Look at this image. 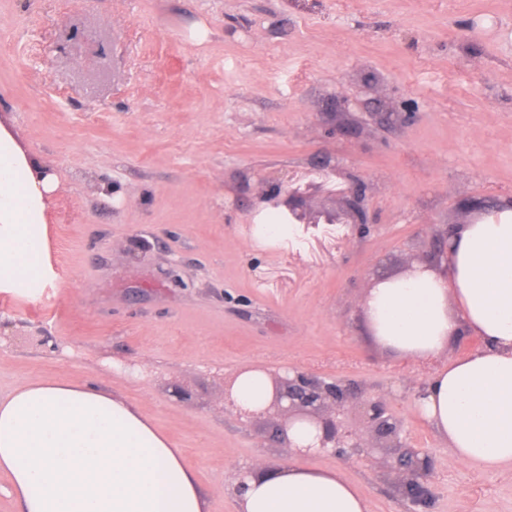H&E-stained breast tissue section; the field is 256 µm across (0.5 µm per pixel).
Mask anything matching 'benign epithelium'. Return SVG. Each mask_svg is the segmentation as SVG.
<instances>
[{
	"instance_id": "7a95c632",
	"label": "benign epithelium",
	"mask_w": 512,
	"mask_h": 512,
	"mask_svg": "<svg viewBox=\"0 0 512 512\" xmlns=\"http://www.w3.org/2000/svg\"><path fill=\"white\" fill-rule=\"evenodd\" d=\"M363 198L352 194L344 199V212L352 224L363 223ZM357 401L363 409L370 438L342 428L338 416ZM282 417L272 438L292 447L287 428L296 419H308L321 431L317 454L331 453L345 458L363 457L380 448L388 457V468L400 476L398 490L406 512H425L430 506L428 485L433 475L430 456L410 445L403 436V422L391 411L386 399L378 395L362 396L353 383L311 371L294 369L275 377L274 395L262 415Z\"/></svg>"
}]
</instances>
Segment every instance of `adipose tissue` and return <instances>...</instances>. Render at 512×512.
I'll return each mask as SVG.
<instances>
[{
	"label": "adipose tissue",
	"mask_w": 512,
	"mask_h": 512,
	"mask_svg": "<svg viewBox=\"0 0 512 512\" xmlns=\"http://www.w3.org/2000/svg\"><path fill=\"white\" fill-rule=\"evenodd\" d=\"M57 184L46 161L0 126V288L35 294L47 276L41 228ZM375 341L405 360L438 355L449 339L478 349L437 369L416 399L421 416L461 462L487 471L512 465V205L448 236L442 270L417 266L376 279L364 302ZM273 383L243 367L233 398L258 413ZM0 472L20 512H205L179 449L137 409L88 383H23L0 398ZM238 512H368L343 471L290 460L253 470Z\"/></svg>",
	"instance_id": "1"
}]
</instances>
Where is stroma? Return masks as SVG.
<instances>
[{
	"label": "stroma",
	"mask_w": 512,
	"mask_h": 512,
	"mask_svg": "<svg viewBox=\"0 0 512 512\" xmlns=\"http://www.w3.org/2000/svg\"><path fill=\"white\" fill-rule=\"evenodd\" d=\"M0 125L58 183L54 280L0 290V397L95 380L180 449L206 512H237L236 473L291 452L224 379L314 371L388 400L431 457L429 512H512V473L460 463L415 407L468 337L407 361L361 310L512 198V0H0ZM354 190L364 229L328 223ZM305 462L405 510L383 456Z\"/></svg>",
	"instance_id": "1"
}]
</instances>
